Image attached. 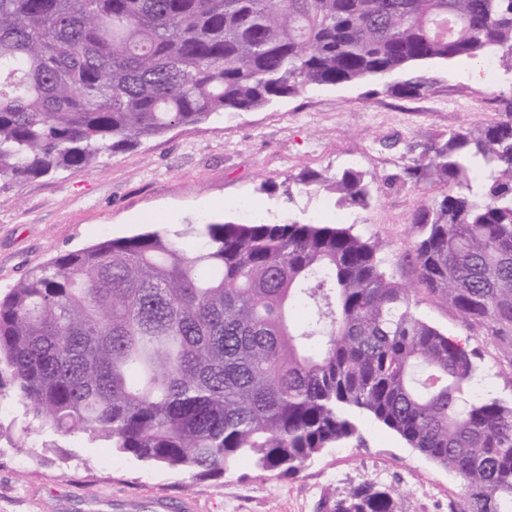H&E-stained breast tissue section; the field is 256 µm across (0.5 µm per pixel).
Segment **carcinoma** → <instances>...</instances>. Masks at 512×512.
Returning <instances> with one entry per match:
<instances>
[{
  "instance_id": "1",
  "label": "carcinoma",
  "mask_w": 512,
  "mask_h": 512,
  "mask_svg": "<svg viewBox=\"0 0 512 512\" xmlns=\"http://www.w3.org/2000/svg\"><path fill=\"white\" fill-rule=\"evenodd\" d=\"M459 57L512 69V0H0V179L91 170L178 125ZM409 176L445 187L412 217L421 289L512 369V123L448 134ZM333 184L367 204L363 172ZM379 251L331 224L224 222L56 258L0 296L22 431L107 437L199 477L242 457L292 474L358 438L357 408L464 479L459 512H512V402L474 392L476 350L411 311ZM331 512L397 504L363 483Z\"/></svg>"
}]
</instances>
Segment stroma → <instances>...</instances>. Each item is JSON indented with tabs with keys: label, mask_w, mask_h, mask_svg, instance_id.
I'll list each match as a JSON object with an SVG mask.
<instances>
[{
	"label": "stroma",
	"mask_w": 512,
	"mask_h": 512,
	"mask_svg": "<svg viewBox=\"0 0 512 512\" xmlns=\"http://www.w3.org/2000/svg\"><path fill=\"white\" fill-rule=\"evenodd\" d=\"M470 59L433 60L360 82L310 88L250 112L176 126L103 157L94 169L0 184V294L29 272L107 239L206 222L340 223L378 243L394 280L412 287V310L452 338L479 348L476 389L512 401V371L495 348L442 301L418 292L408 255L418 231L412 213L442 187L407 179L423 145L458 130L512 121V72L482 82ZM424 74L417 98L390 88ZM362 171L366 206L341 200L330 176ZM315 172L327 180L299 183ZM23 409L0 380V512H327L363 482L393 491L398 512H458L464 482L410 448L395 432L354 411L362 436L327 448L294 476L260 472L248 461L221 478H199L116 453L83 433L22 434Z\"/></svg>",
	"instance_id": "stroma-1"
}]
</instances>
